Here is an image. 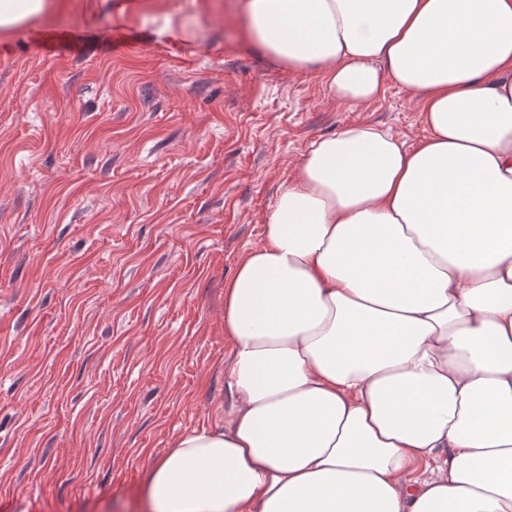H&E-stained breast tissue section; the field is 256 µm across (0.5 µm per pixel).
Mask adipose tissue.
<instances>
[{
	"instance_id": "obj_1",
	"label": "adipose tissue",
	"mask_w": 512,
	"mask_h": 512,
	"mask_svg": "<svg viewBox=\"0 0 512 512\" xmlns=\"http://www.w3.org/2000/svg\"><path fill=\"white\" fill-rule=\"evenodd\" d=\"M246 41L368 106L312 141L224 283V420L148 512H512V0H239Z\"/></svg>"
}]
</instances>
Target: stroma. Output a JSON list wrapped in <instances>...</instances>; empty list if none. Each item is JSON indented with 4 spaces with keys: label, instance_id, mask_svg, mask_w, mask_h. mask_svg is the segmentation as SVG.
I'll return each mask as SVG.
<instances>
[{
    "label": "stroma",
    "instance_id": "35a3bbf8",
    "mask_svg": "<svg viewBox=\"0 0 512 512\" xmlns=\"http://www.w3.org/2000/svg\"><path fill=\"white\" fill-rule=\"evenodd\" d=\"M0 29V512H143L224 418V281L308 144L416 100H336L234 0H46Z\"/></svg>",
    "mask_w": 512,
    "mask_h": 512
}]
</instances>
